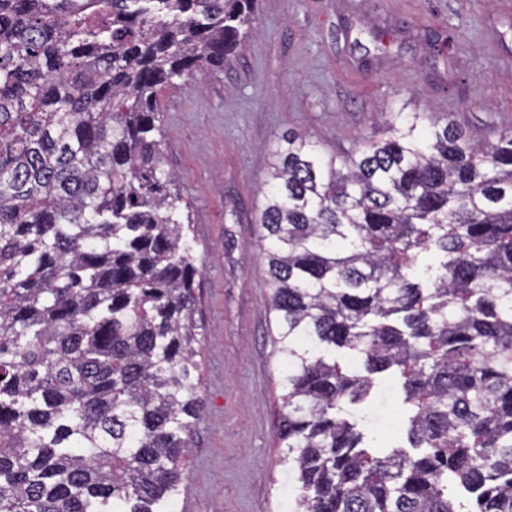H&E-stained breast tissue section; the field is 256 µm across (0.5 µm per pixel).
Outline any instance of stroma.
Instances as JSON below:
<instances>
[{
    "label": "stroma",
    "mask_w": 512,
    "mask_h": 512,
    "mask_svg": "<svg viewBox=\"0 0 512 512\" xmlns=\"http://www.w3.org/2000/svg\"><path fill=\"white\" fill-rule=\"evenodd\" d=\"M455 33L446 54L435 40ZM512 0H257L250 35L198 90L160 98L162 165L190 206L203 412L173 512H289L283 394L258 223L271 152L327 154L380 113L435 112L473 140L512 127Z\"/></svg>",
    "instance_id": "1"
}]
</instances>
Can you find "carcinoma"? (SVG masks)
<instances>
[{"label": "carcinoma", "instance_id": "obj_1", "mask_svg": "<svg viewBox=\"0 0 512 512\" xmlns=\"http://www.w3.org/2000/svg\"><path fill=\"white\" fill-rule=\"evenodd\" d=\"M256 0H0V512H165L202 413L158 103ZM276 145L259 216L292 512H512V134ZM359 356L357 368L344 358ZM397 384L407 445L343 406Z\"/></svg>", "mask_w": 512, "mask_h": 512}]
</instances>
